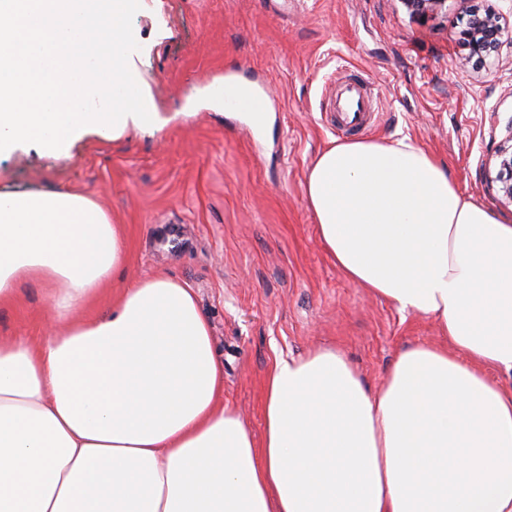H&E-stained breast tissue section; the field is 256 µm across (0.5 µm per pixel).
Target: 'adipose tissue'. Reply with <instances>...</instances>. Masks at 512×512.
I'll return each mask as SVG.
<instances>
[{"label": "adipose tissue", "instance_id": "ef3b65f1", "mask_svg": "<svg viewBox=\"0 0 512 512\" xmlns=\"http://www.w3.org/2000/svg\"><path fill=\"white\" fill-rule=\"evenodd\" d=\"M305 196L344 276L441 341L373 392L339 350L277 358L258 441L190 288L138 279L75 319L121 226L85 194L0 193V306L38 281L53 311L43 342H0V512H512V221L407 137L333 142Z\"/></svg>", "mask_w": 512, "mask_h": 512}]
</instances>
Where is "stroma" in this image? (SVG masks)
<instances>
[{
	"instance_id": "stroma-1",
	"label": "stroma",
	"mask_w": 512,
	"mask_h": 512,
	"mask_svg": "<svg viewBox=\"0 0 512 512\" xmlns=\"http://www.w3.org/2000/svg\"><path fill=\"white\" fill-rule=\"evenodd\" d=\"M466 20L460 0L423 22L400 0H140L131 57L165 126L115 140L88 133L64 159L19 146L0 156V190L68 188L122 226L123 275L79 317L104 314L136 279L193 288L224 361V401L261 436L262 381L276 358L331 346L373 390L402 350L438 340L432 317L400 313L348 280L318 240L305 178L342 137L329 112L342 72L377 98L364 138L410 137L447 162L468 198L512 219L485 182L512 131V49L464 72ZM227 76L269 91L259 127L200 104ZM50 317L48 285L27 283L0 308V338L39 343Z\"/></svg>"
}]
</instances>
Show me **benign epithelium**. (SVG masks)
I'll list each match as a JSON object with an SVG mask.
<instances>
[{
  "label": "benign epithelium",
  "instance_id": "obj_1",
  "mask_svg": "<svg viewBox=\"0 0 512 512\" xmlns=\"http://www.w3.org/2000/svg\"><path fill=\"white\" fill-rule=\"evenodd\" d=\"M409 15L417 20H425L441 11L447 0H399ZM509 22L492 9L472 7L468 10L465 27L459 32V43L467 54L462 66L475 69L487 67L499 57L503 46V35ZM499 170L496 176H486L488 185H498L502 205H512V146L497 150Z\"/></svg>",
  "mask_w": 512,
  "mask_h": 512
}]
</instances>
